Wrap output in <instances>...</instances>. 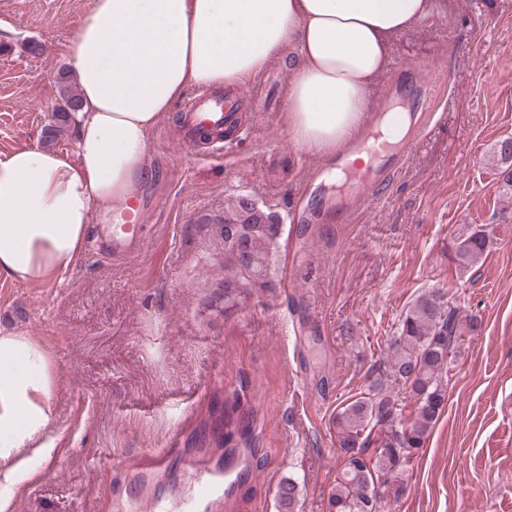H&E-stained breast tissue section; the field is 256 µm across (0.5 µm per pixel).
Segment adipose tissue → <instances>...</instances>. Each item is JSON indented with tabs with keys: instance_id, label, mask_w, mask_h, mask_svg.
<instances>
[{
	"instance_id": "1",
	"label": "adipose tissue",
	"mask_w": 512,
	"mask_h": 512,
	"mask_svg": "<svg viewBox=\"0 0 512 512\" xmlns=\"http://www.w3.org/2000/svg\"><path fill=\"white\" fill-rule=\"evenodd\" d=\"M431 8L432 0H93L67 45L81 100L74 155L27 145L0 159V275L31 283L73 270L94 215H122L140 196L152 172L149 135L189 88L236 85L285 59L294 142L347 149L391 37ZM57 383L43 343L0 333V512L40 477L20 449L54 450Z\"/></svg>"
}]
</instances>
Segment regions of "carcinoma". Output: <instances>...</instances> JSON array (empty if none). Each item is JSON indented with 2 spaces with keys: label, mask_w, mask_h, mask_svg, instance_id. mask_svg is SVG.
<instances>
[{
  "label": "carcinoma",
  "mask_w": 512,
  "mask_h": 512,
  "mask_svg": "<svg viewBox=\"0 0 512 512\" xmlns=\"http://www.w3.org/2000/svg\"><path fill=\"white\" fill-rule=\"evenodd\" d=\"M60 99L53 113L50 133L56 135L71 125L78 111L79 96L73 92L66 72L59 74ZM502 165V188L512 193V145L497 144ZM224 224H249L252 229L249 265L251 277L261 286L269 254L280 232L274 215L261 209L243 210L236 203L224 213ZM490 237L482 227L459 237L457 255L462 267L477 263L487 252ZM229 270L224 281L241 276L239 257L224 249ZM464 335L457 308L449 291L429 290L416 298L403 315L396 335L388 340V369L336 414V438L344 467L329 498L334 512H366V499L376 485L397 500L407 487L409 466L424 448L432 427L447 404L448 383ZM297 482L288 477L279 485L281 512H294Z\"/></svg>",
  "instance_id": "cac0c4a2"
}]
</instances>
